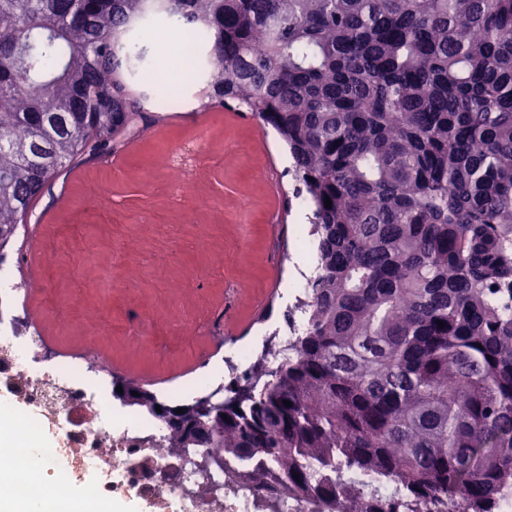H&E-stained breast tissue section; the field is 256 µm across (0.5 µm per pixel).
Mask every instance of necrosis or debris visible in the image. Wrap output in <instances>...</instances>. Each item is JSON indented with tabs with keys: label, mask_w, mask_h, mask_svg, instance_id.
<instances>
[{
	"label": "necrosis or debris",
	"mask_w": 512,
	"mask_h": 512,
	"mask_svg": "<svg viewBox=\"0 0 512 512\" xmlns=\"http://www.w3.org/2000/svg\"><path fill=\"white\" fill-rule=\"evenodd\" d=\"M27 295L0 263V392L24 408L28 426L56 435L54 454L65 465L52 480L35 469L42 495L78 481L105 497L135 493L154 512H257L251 494L225 487L223 472L157 454L165 421L114 420L93 382L110 376L108 356L96 348L75 364L48 354L45 336L20 311Z\"/></svg>",
	"instance_id": "4bbe7bcc"
}]
</instances>
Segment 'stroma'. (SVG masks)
Returning <instances> with one entry per match:
<instances>
[{"mask_svg":"<svg viewBox=\"0 0 512 512\" xmlns=\"http://www.w3.org/2000/svg\"><path fill=\"white\" fill-rule=\"evenodd\" d=\"M178 45L149 43L136 76L159 102L153 82L172 68L180 43L205 53L203 36L181 30ZM196 84L136 134L118 157L87 159L49 183L19 228L36 230L44 256L30 309L50 339L78 354L105 332L113 373L150 385L160 397L188 386L203 350L226 342L259 355L262 341L286 331L288 283L300 261L316 259L311 205L296 194L291 159L275 131L245 112L198 110ZM193 152L182 194L167 174L173 154ZM111 197L97 198L100 186ZM280 214L281 224L271 221ZM82 250L85 268L71 263ZM241 261L225 264V254ZM160 337L163 354L128 350L130 319Z\"/></svg>","mask_w":512,"mask_h":512,"instance_id":"1","label":"stroma"}]
</instances>
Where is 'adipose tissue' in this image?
<instances>
[{"label": "adipose tissue", "instance_id": "obj_1", "mask_svg": "<svg viewBox=\"0 0 512 512\" xmlns=\"http://www.w3.org/2000/svg\"><path fill=\"white\" fill-rule=\"evenodd\" d=\"M33 429L24 427L22 418L7 405H0V447L13 449L18 464L0 469V512H113L87 488L74 487L51 498L42 497L36 484L23 482L28 451L42 447Z\"/></svg>", "mask_w": 512, "mask_h": 512}]
</instances>
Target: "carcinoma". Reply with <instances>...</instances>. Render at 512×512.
<instances>
[{"mask_svg":"<svg viewBox=\"0 0 512 512\" xmlns=\"http://www.w3.org/2000/svg\"><path fill=\"white\" fill-rule=\"evenodd\" d=\"M150 14L205 37L198 110L248 112L287 145L317 276L304 334L271 337L224 413L197 420L118 377L112 396L168 423L162 455L219 449L273 512L290 496L310 512H497L512 494V0H0V261L54 176L155 121L132 86L146 48L130 33Z\"/></svg>","mask_w":512,"mask_h":512,"instance_id":"1","label":"carcinoma"}]
</instances>
